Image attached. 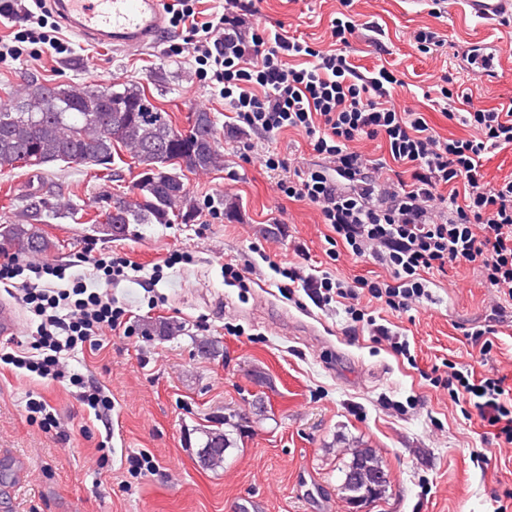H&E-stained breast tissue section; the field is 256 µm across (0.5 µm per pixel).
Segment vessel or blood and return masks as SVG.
Listing matches in <instances>:
<instances>
[{
    "mask_svg": "<svg viewBox=\"0 0 512 512\" xmlns=\"http://www.w3.org/2000/svg\"><path fill=\"white\" fill-rule=\"evenodd\" d=\"M487 25L512 19V0H439ZM66 31L93 47L138 51L156 46L165 32L164 0H49Z\"/></svg>",
    "mask_w": 512,
    "mask_h": 512,
    "instance_id": "b4317fda",
    "label": "vessel or blood"
}]
</instances>
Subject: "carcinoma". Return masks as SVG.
<instances>
[{
  "label": "carcinoma",
  "mask_w": 512,
  "mask_h": 512,
  "mask_svg": "<svg viewBox=\"0 0 512 512\" xmlns=\"http://www.w3.org/2000/svg\"><path fill=\"white\" fill-rule=\"evenodd\" d=\"M126 152L146 178L137 180L128 193L110 195L102 201L92 221L102 227L120 224L130 232L132 224H170L188 221L198 205L189 195L178 170L208 172L224 165L218 150L217 132L211 113H192L189 127L179 128L172 116L158 107L139 86L121 87L67 83H31L9 104L0 103V173L16 169L51 166L58 162L95 165L110 169L114 153ZM62 207L59 202L30 196L20 219L3 226L0 244L17 255L50 256L57 242L39 224ZM144 335L173 336L179 327L170 322L144 324ZM245 418L224 415V428L201 431L199 451L207 455L203 465L224 467L227 449L236 445L233 433L240 432ZM350 461L344 464L341 490L346 499L371 493L381 496L386 485H369L383 471L381 459L371 448H342Z\"/></svg>",
  "instance_id": "1"
}]
</instances>
